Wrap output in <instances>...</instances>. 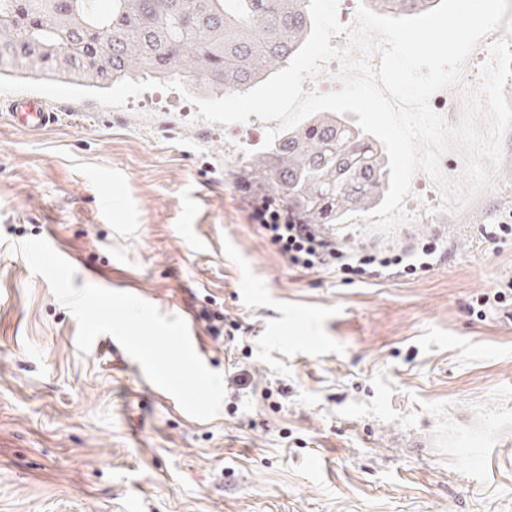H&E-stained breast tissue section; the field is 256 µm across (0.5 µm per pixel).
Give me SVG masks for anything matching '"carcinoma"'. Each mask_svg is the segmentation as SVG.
Wrapping results in <instances>:
<instances>
[{
  "label": "carcinoma",
  "instance_id": "obj_1",
  "mask_svg": "<svg viewBox=\"0 0 512 512\" xmlns=\"http://www.w3.org/2000/svg\"><path fill=\"white\" fill-rule=\"evenodd\" d=\"M400 17L439 0H372ZM310 0H0V76L105 90L139 75L178 79L216 98L285 67L312 26ZM238 183L306 224H345L389 188L382 144L321 112L238 161Z\"/></svg>",
  "mask_w": 512,
  "mask_h": 512
}]
</instances>
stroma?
I'll return each mask as SVG.
<instances>
[{
    "mask_svg": "<svg viewBox=\"0 0 512 512\" xmlns=\"http://www.w3.org/2000/svg\"><path fill=\"white\" fill-rule=\"evenodd\" d=\"M39 132L0 112V512H512V130L494 183L398 242L441 235L418 277L300 273L236 184L268 121L198 119L173 88L56 100ZM54 239L76 273L193 322L225 398L209 420L141 385L13 250ZM244 328L210 336L202 309ZM286 322L281 341L273 326ZM496 291L491 295L483 294L477 298L478 306L487 309L503 310L512 307V278L511 276L498 282Z\"/></svg>",
    "mask_w": 512,
    "mask_h": 512,
    "instance_id": "obj_1",
    "label": "stroma"
}]
</instances>
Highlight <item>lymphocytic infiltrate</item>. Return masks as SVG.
Instances as JSON below:
<instances>
[{
	"instance_id": "obj_1",
	"label": "lymphocytic infiltrate",
	"mask_w": 512,
	"mask_h": 512,
	"mask_svg": "<svg viewBox=\"0 0 512 512\" xmlns=\"http://www.w3.org/2000/svg\"><path fill=\"white\" fill-rule=\"evenodd\" d=\"M250 218L291 269L300 272L333 269L349 284L365 282L390 270L417 276L430 271L434 259L446 253L445 242L437 235L396 252L354 251L321 235L315 225L302 223L266 203L252 205Z\"/></svg>"
}]
</instances>
